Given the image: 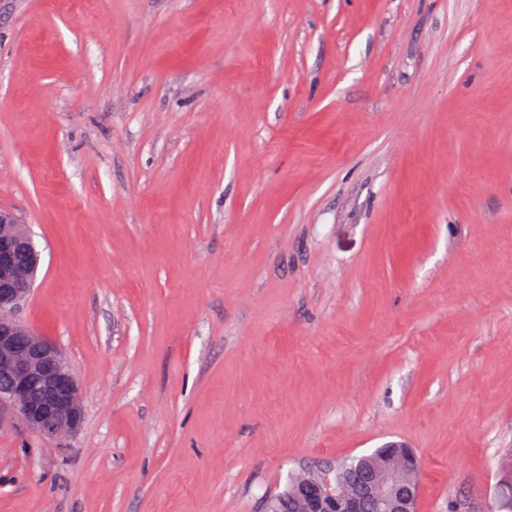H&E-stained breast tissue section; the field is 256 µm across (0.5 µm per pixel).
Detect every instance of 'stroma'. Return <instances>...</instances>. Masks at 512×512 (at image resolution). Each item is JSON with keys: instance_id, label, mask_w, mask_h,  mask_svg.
Instances as JSON below:
<instances>
[{"instance_id": "obj_1", "label": "stroma", "mask_w": 512, "mask_h": 512, "mask_svg": "<svg viewBox=\"0 0 512 512\" xmlns=\"http://www.w3.org/2000/svg\"><path fill=\"white\" fill-rule=\"evenodd\" d=\"M1 207L84 419L0 416V512H268L393 440L490 512L512 0H0Z\"/></svg>"}]
</instances>
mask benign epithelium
<instances>
[{
  "mask_svg": "<svg viewBox=\"0 0 512 512\" xmlns=\"http://www.w3.org/2000/svg\"><path fill=\"white\" fill-rule=\"evenodd\" d=\"M40 254L27 224L0 209V411L48 439L82 424L80 384L59 349L16 318L26 305ZM421 461L402 441L333 468L303 471L281 500L293 512H416Z\"/></svg>",
  "mask_w": 512,
  "mask_h": 512,
  "instance_id": "benign-epithelium-1",
  "label": "benign epithelium"
}]
</instances>
